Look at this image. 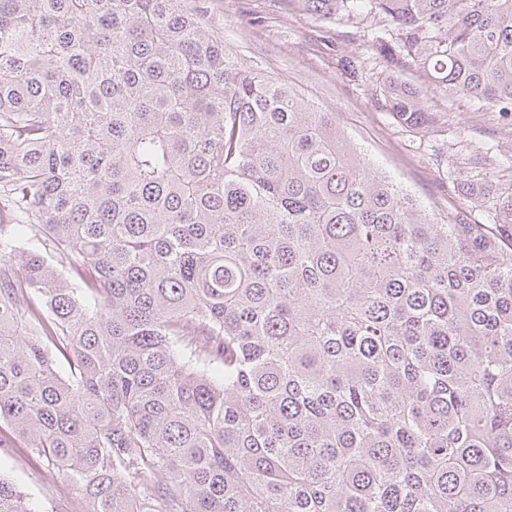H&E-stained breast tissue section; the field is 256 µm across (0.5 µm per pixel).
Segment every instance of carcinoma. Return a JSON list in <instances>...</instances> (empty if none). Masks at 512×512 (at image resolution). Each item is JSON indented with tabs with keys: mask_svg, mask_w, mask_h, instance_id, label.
I'll list each match as a JSON object with an SVG mask.
<instances>
[{
	"mask_svg": "<svg viewBox=\"0 0 512 512\" xmlns=\"http://www.w3.org/2000/svg\"><path fill=\"white\" fill-rule=\"evenodd\" d=\"M301 4L395 22L399 123L439 92L512 127V0ZM3 213L0 424L59 498L512 512V186L438 221L208 0H0ZM0 512H32L1 474Z\"/></svg>",
	"mask_w": 512,
	"mask_h": 512,
	"instance_id": "obj_1",
	"label": "carcinoma"
}]
</instances>
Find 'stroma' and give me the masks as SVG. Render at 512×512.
<instances>
[{
    "mask_svg": "<svg viewBox=\"0 0 512 512\" xmlns=\"http://www.w3.org/2000/svg\"><path fill=\"white\" fill-rule=\"evenodd\" d=\"M212 25L224 48L243 66L292 85L337 125L361 152L434 214L469 210L474 221L490 217L478 198L456 195L449 167L459 165L466 148L496 154V187L512 185V133L501 129L495 113L464 97L436 96L446 122L412 130L396 121L378 78L385 68L375 46L394 38L391 21L368 27L347 17L323 18L299 0H213ZM0 472L7 475L34 512H84L75 499L55 492V474L26 442L0 431Z\"/></svg>",
    "mask_w": 512,
    "mask_h": 512,
    "instance_id": "stroma-1",
    "label": "stroma"
}]
</instances>
